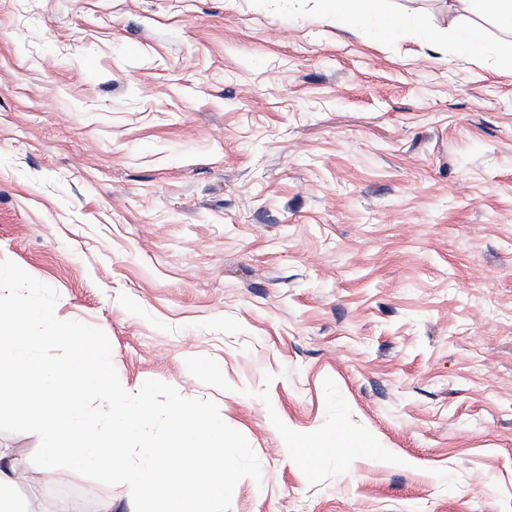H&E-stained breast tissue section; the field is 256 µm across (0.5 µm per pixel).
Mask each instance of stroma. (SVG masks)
Masks as SVG:
<instances>
[{"mask_svg":"<svg viewBox=\"0 0 512 512\" xmlns=\"http://www.w3.org/2000/svg\"><path fill=\"white\" fill-rule=\"evenodd\" d=\"M509 38L448 0H0V260L125 389L218 405L262 468L231 512H512ZM39 445L0 433L22 512H129ZM380 0H323V16L340 21L351 28L359 25L368 14L378 9Z\"/></svg>","mask_w":512,"mask_h":512,"instance_id":"1","label":"stroma"}]
</instances>
